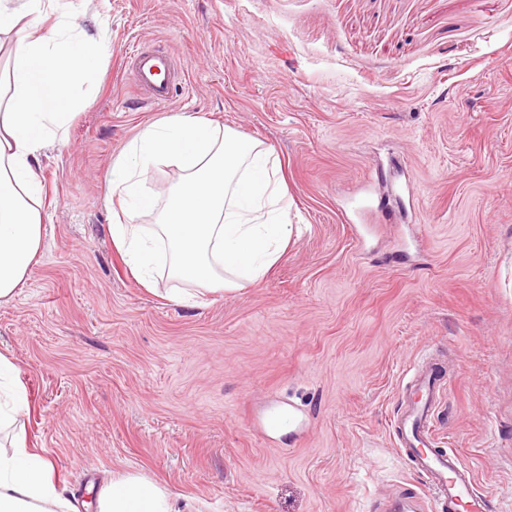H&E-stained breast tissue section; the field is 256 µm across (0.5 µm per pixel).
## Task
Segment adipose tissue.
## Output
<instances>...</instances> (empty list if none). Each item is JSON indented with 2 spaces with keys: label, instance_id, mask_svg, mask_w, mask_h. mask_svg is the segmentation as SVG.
<instances>
[{
  "label": "adipose tissue",
  "instance_id": "obj_1",
  "mask_svg": "<svg viewBox=\"0 0 512 512\" xmlns=\"http://www.w3.org/2000/svg\"><path fill=\"white\" fill-rule=\"evenodd\" d=\"M59 0H0V34L13 38L0 96V302L13 298L43 246L45 189L34 164L68 132L81 102L80 86L101 60L104 44L59 14ZM180 173L167 197L151 170ZM112 192L124 222L112 225L114 247L147 289L152 272L212 292L258 283L290 239L282 166L263 142L202 123L187 114L144 129L112 167ZM151 211V225L135 223ZM24 406L14 363L0 354V431L12 430ZM52 465L14 433L0 450V512H70ZM99 512H175L168 495L134 476L98 495Z\"/></svg>",
  "mask_w": 512,
  "mask_h": 512
}]
</instances>
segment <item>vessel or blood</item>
<instances>
[{"label":"vessel or blood","mask_w":512,"mask_h":512,"mask_svg":"<svg viewBox=\"0 0 512 512\" xmlns=\"http://www.w3.org/2000/svg\"><path fill=\"white\" fill-rule=\"evenodd\" d=\"M129 69L135 86L153 105L168 103L176 86L183 82L175 71L172 57L163 50L136 49L130 56ZM402 392L411 401L394 421V436L407 464L426 476L428 489L441 504L442 512H490L488 497L475 490L473 478L462 467L458 456L432 449L435 419L446 392V380L436 364L418 365ZM298 413L295 406L281 407L268 416L262 429L280 435L296 423Z\"/></svg>","instance_id":"vessel-or-blood-1"}]
</instances>
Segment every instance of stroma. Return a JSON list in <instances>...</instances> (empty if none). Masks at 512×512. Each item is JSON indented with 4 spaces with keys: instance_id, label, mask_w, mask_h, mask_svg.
<instances>
[{
    "instance_id": "35a3bbf8",
    "label": "stroma",
    "mask_w": 512,
    "mask_h": 512,
    "mask_svg": "<svg viewBox=\"0 0 512 512\" xmlns=\"http://www.w3.org/2000/svg\"><path fill=\"white\" fill-rule=\"evenodd\" d=\"M106 52L36 164L43 248L0 303L17 426L83 512L139 476L178 512H382L429 503L393 438L401 386L450 383L437 447L512 512V0H60ZM186 81L162 109L128 55ZM185 113L263 141L292 241L244 291L196 307L141 286L112 244L113 162ZM415 221L399 212L405 181ZM302 429L261 434L282 403ZM129 59L133 82L150 104L168 103L176 86L184 83L185 74H176L173 59L167 51L141 47ZM161 74L164 77L159 79ZM165 74L168 75L167 79Z\"/></svg>"
}]
</instances>
